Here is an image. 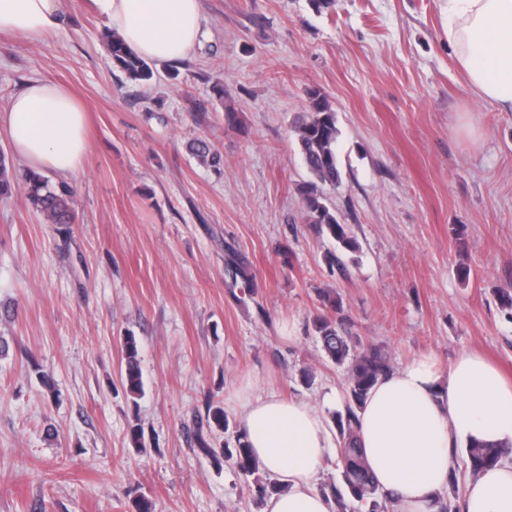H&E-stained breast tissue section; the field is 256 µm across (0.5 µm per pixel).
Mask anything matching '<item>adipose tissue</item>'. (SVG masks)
<instances>
[{
  "instance_id": "ef3b65f1",
  "label": "adipose tissue",
  "mask_w": 512,
  "mask_h": 512,
  "mask_svg": "<svg viewBox=\"0 0 512 512\" xmlns=\"http://www.w3.org/2000/svg\"><path fill=\"white\" fill-rule=\"evenodd\" d=\"M111 30L140 56L174 62L202 34L200 0H93ZM447 38L479 99L512 112V0H445ZM62 0H0V34L43 40L66 28ZM14 152L30 169L78 173L87 153L86 113L66 85L28 81L0 113ZM240 425L265 468L283 484L265 512H333L318 486L332 435L322 412L275 389L237 401ZM358 438L393 512H433L448 486L454 451L480 442L506 448L471 478L461 512H512V380L481 353L458 355L447 371L422 354L380 378L359 413Z\"/></svg>"
}]
</instances>
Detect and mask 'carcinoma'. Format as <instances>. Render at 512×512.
Wrapping results in <instances>:
<instances>
[{
  "label": "carcinoma",
  "mask_w": 512,
  "mask_h": 512,
  "mask_svg": "<svg viewBox=\"0 0 512 512\" xmlns=\"http://www.w3.org/2000/svg\"><path fill=\"white\" fill-rule=\"evenodd\" d=\"M104 40L115 69L124 73L132 82L141 85L150 83L154 71L150 63L135 54L121 38L110 30L104 32ZM294 134L302 162L310 175V181L300 189L303 219L315 227L317 232L337 244L330 253V262L343 264L342 255L359 250V244L350 228L336 211L330 207L323 187L337 188L342 182V171L338 154L339 129L336 112L328 97L318 88L307 91L305 112L296 121ZM192 150L201 160L217 168L222 162L218 150L205 138L196 140ZM21 188L33 210L47 224H71L74 221L73 191L64 182L53 185L43 175L31 170H18L4 151L0 150V197L8 198ZM314 330L324 358L338 368L344 369V410L332 413V423L338 436V458L335 463L337 478L321 485L322 493L330 496L335 512H389V495L380 490L368 471L357 447L355 436L359 422V411L366 396L375 383L391 370L389 355L379 346L365 345L340 330L336 319L325 314L314 318ZM125 365L122 374L126 392L136 398L144 394V382L139 363L136 336H124ZM228 430L224 407L219 402H207L205 419L196 421L189 433L194 449L209 457L218 468L231 464L249 483L259 499L282 491V487L266 477V471L253 455L244 430H236L229 439L219 444L217 436ZM506 452L481 443L466 449L465 468L471 474L497 465ZM459 490V469L452 466L448 475V489L437 494L434 506L437 512H457L452 495Z\"/></svg>",
  "instance_id": "1"
}]
</instances>
